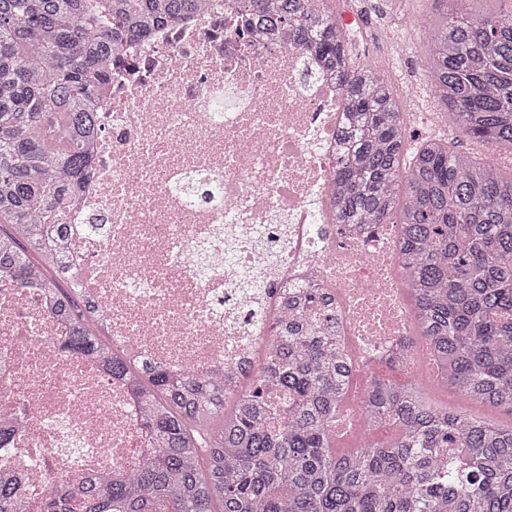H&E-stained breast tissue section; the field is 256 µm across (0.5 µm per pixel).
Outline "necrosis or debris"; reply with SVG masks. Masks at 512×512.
<instances>
[{
  "mask_svg": "<svg viewBox=\"0 0 512 512\" xmlns=\"http://www.w3.org/2000/svg\"><path fill=\"white\" fill-rule=\"evenodd\" d=\"M244 0L199 6L112 56L93 173L65 214L67 260L128 360L249 392L289 298L320 285L352 373L418 344L399 230L336 223L344 97L318 55L247 31ZM38 288L0 275V470L25 512L57 480L134 468L147 446L126 387L64 347Z\"/></svg>",
  "mask_w": 512,
  "mask_h": 512,
  "instance_id": "4bbe7bcc",
  "label": "necrosis or debris"
}]
</instances>
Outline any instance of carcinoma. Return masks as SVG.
Here are the masks:
<instances>
[{
	"mask_svg": "<svg viewBox=\"0 0 512 512\" xmlns=\"http://www.w3.org/2000/svg\"><path fill=\"white\" fill-rule=\"evenodd\" d=\"M444 2L427 65L448 128L512 155V8ZM334 4L250 0L252 22L318 53L345 96L336 221L399 224V268L441 384L512 412V178L446 139L408 151L399 99L372 67L351 64L354 36ZM193 5L0 0V272L46 293L69 326L65 348L126 385L149 441L130 473L77 494L52 487L45 512H512V426L450 412L413 381L376 378L365 395L368 418L399 427L394 442L332 451L349 381L327 326L289 331L229 413L223 380L129 362L102 339L98 312L65 274L63 216L91 175L112 53ZM275 391L288 399L272 428ZM23 509L18 481L1 473L0 512Z\"/></svg>",
	"mask_w": 512,
	"mask_h": 512,
	"instance_id": "carcinoma-1",
	"label": "carcinoma"
}]
</instances>
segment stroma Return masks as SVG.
<instances>
[{
  "label": "stroma",
  "instance_id": "stroma-1",
  "mask_svg": "<svg viewBox=\"0 0 512 512\" xmlns=\"http://www.w3.org/2000/svg\"><path fill=\"white\" fill-rule=\"evenodd\" d=\"M342 8L357 11L366 32L351 47L352 62L374 65L385 76L396 67L405 76L404 83L394 84L393 89L418 114L417 120L406 124L409 144L427 136H447L425 64L429 47L426 30L437 25L442 16L435 0H363L358 9L344 0Z\"/></svg>",
  "mask_w": 512,
  "mask_h": 512
}]
</instances>
